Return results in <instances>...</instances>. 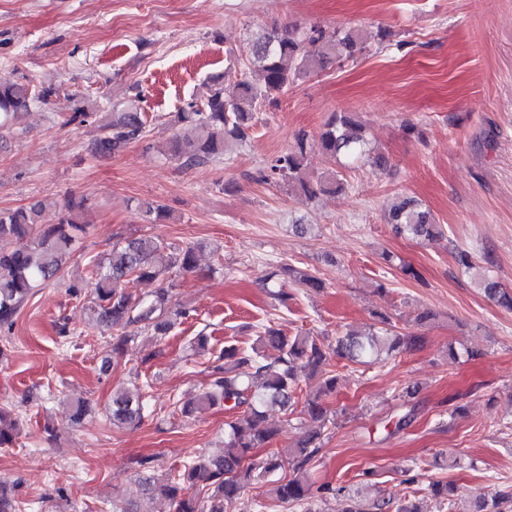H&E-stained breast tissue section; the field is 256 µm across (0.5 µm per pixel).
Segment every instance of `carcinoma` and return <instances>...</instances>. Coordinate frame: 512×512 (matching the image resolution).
Instances as JSON below:
<instances>
[{
    "instance_id": "1",
    "label": "carcinoma",
    "mask_w": 512,
    "mask_h": 512,
    "mask_svg": "<svg viewBox=\"0 0 512 512\" xmlns=\"http://www.w3.org/2000/svg\"><path fill=\"white\" fill-rule=\"evenodd\" d=\"M363 49L359 35L340 28L294 24L262 30L249 43L248 71L238 75L228 68L208 76L204 82L207 92L200 101H193L171 115V125L188 126L193 136L174 135L162 154L187 167L224 158L231 147L250 139L257 112L277 102L288 86L309 77L317 68L324 70L351 59ZM56 93L57 89L52 87L38 90L29 82L1 81L0 130L11 128L20 114ZM95 117L100 134L92 152L100 157L124 150L144 133L145 113L133 102L117 103L112 112L101 116L91 108H77L70 113L67 123H84ZM316 147L335 158L343 157L350 164L370 165L378 170L388 165L384 153L369 147L360 123L348 113L334 112L318 137L298 132L293 144L269 159L255 179L267 184H286L307 199L342 189L341 180L317 175L309 169L308 154ZM89 208L87 197L71 195L62 204L54 224L42 222L45 203L41 200L18 209L0 210V330L12 327L22 305L36 288L60 277L63 264L86 233ZM138 209L151 224L166 216V209L153 201L138 204ZM387 224L397 236L418 240L445 236L442 225L413 198L394 202L387 210ZM24 239L30 241L29 248H10L12 242ZM202 249L201 242L173 247L159 236H130L115 244L109 257L91 265L89 279L95 285L91 311L99 327L118 331L107 345L102 366L122 356L139 332L148 331L162 339L180 319L188 317L184 309L173 303L172 289L162 287L146 297L134 291L133 284L158 280L173 270L193 272ZM455 260L464 272L477 276V286L487 298L512 309V292L482 273V267L470 253L459 250ZM281 278L316 290L325 287L321 278L289 264L274 268L267 273L265 285L277 289L275 296L284 306L288 305L289 295L278 288ZM424 344L420 336L399 333L389 318L380 314L368 329L341 330L327 345L309 335L290 337L265 325L258 331L256 345L246 349L234 344L224 346L210 365V389L183 404L174 403V408L188 419L215 406L236 411L235 418L226 423L221 451L202 453L188 460L162 481L152 475L140 477L141 498L127 502L116 512H152L143 503L157 496L167 499L173 512H244L240 505L250 482L282 467L281 456L275 451L259 467L251 461L254 450L268 446L278 433L264 426L266 408L288 410L296 405L301 371L310 378L321 375L315 391L306 395L302 410L311 429L296 448L289 450L295 476L277 480L273 496L303 512H320L314 507L307 465L332 423L321 398L336 393L337 386L336 375L324 371L323 366L332 358L351 364H385L401 350L420 349ZM144 397L141 389L113 394L112 424L140 423ZM18 426V418L0 407V448L15 445ZM196 486L211 490L210 495L201 498V492H192ZM320 491L344 497V512H421L414 500L397 505L379 498L362 501L350 495L344 486L322 487ZM428 491L448 512H512V491L506 489L476 498L467 509L459 507L452 498L453 487L447 482L433 481Z\"/></svg>"
}]
</instances>
